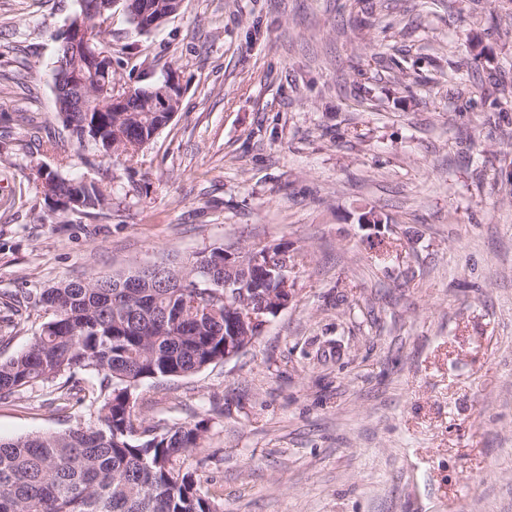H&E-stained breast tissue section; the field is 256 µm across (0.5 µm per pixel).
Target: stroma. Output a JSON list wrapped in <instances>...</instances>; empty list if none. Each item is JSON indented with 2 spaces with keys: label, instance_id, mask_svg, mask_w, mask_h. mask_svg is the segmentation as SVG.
<instances>
[{
  "label": "stroma",
  "instance_id": "stroma-1",
  "mask_svg": "<svg viewBox=\"0 0 512 512\" xmlns=\"http://www.w3.org/2000/svg\"><path fill=\"white\" fill-rule=\"evenodd\" d=\"M79 11L0 0V309L222 244L307 250L246 352L138 387L144 425L206 421L186 464L223 512H512V0H184L134 39L115 12L116 85H183L129 164L56 110ZM40 167L109 209L55 210ZM48 318L0 322V359ZM90 419L37 386L0 439ZM76 183L80 184L83 197L82 206H75L77 211L83 214H91L96 211L101 212L108 206V197L96 184L93 182H88V184L82 182Z\"/></svg>",
  "mask_w": 512,
  "mask_h": 512
}]
</instances>
